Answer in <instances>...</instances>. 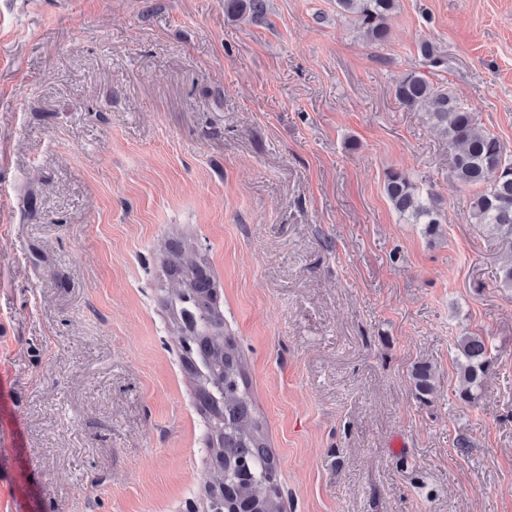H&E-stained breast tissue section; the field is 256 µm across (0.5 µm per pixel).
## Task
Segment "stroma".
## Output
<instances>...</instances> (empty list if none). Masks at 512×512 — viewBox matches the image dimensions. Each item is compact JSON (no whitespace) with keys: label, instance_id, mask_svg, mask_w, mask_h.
Returning <instances> with one entry per match:
<instances>
[{"label":"stroma","instance_id":"obj_1","mask_svg":"<svg viewBox=\"0 0 512 512\" xmlns=\"http://www.w3.org/2000/svg\"><path fill=\"white\" fill-rule=\"evenodd\" d=\"M0 0V512H186L201 417L161 243L210 263L284 512H512V288L424 107L423 68L512 151V0ZM424 69V68H423ZM426 177L448 217L383 189ZM492 346L461 403L454 345ZM435 372L417 396L415 364ZM467 448H460V441ZM267 10L266 0H224V11L232 17L261 19ZM398 0H336L337 7L353 15L371 44H384L389 36L388 21ZM385 195L399 217L406 224H423L425 233L434 236L440 224L446 223L440 199L417 179L399 170H389L384 178Z\"/></svg>","mask_w":512,"mask_h":512}]
</instances>
